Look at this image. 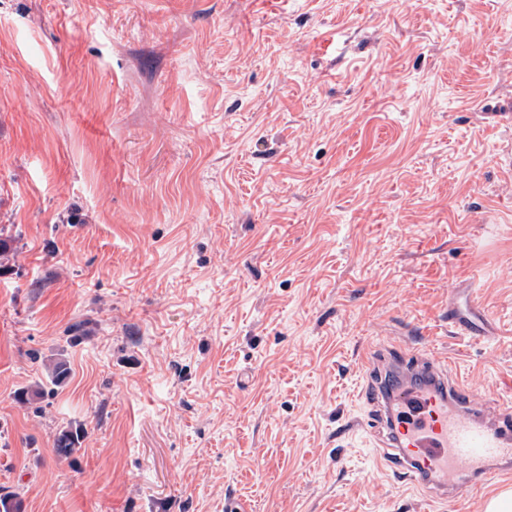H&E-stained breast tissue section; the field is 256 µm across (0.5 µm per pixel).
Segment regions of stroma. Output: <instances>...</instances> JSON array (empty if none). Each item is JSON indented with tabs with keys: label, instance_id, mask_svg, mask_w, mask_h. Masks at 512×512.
I'll use <instances>...</instances> for the list:
<instances>
[{
	"label": "stroma",
	"instance_id": "1",
	"mask_svg": "<svg viewBox=\"0 0 512 512\" xmlns=\"http://www.w3.org/2000/svg\"><path fill=\"white\" fill-rule=\"evenodd\" d=\"M0 243L19 512H483L345 423L383 339L512 396V0H0Z\"/></svg>",
	"mask_w": 512,
	"mask_h": 512
}]
</instances>
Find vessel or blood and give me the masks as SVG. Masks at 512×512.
Wrapping results in <instances>:
<instances>
[{
    "label": "vessel or blood",
    "instance_id": "1",
    "mask_svg": "<svg viewBox=\"0 0 512 512\" xmlns=\"http://www.w3.org/2000/svg\"><path fill=\"white\" fill-rule=\"evenodd\" d=\"M383 472L434 500L512 468V400L487 406L448 361L412 344L369 351L357 384Z\"/></svg>",
    "mask_w": 512,
    "mask_h": 512
}]
</instances>
